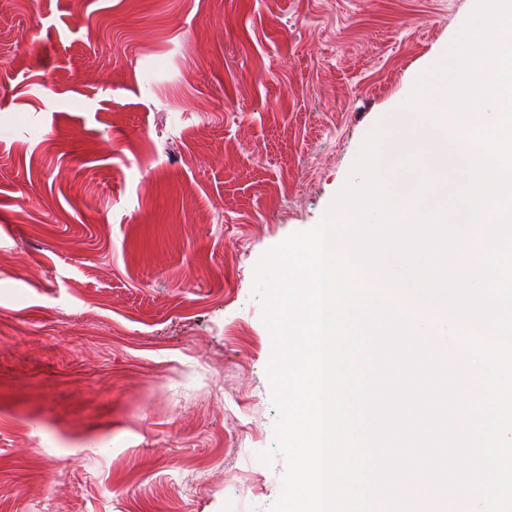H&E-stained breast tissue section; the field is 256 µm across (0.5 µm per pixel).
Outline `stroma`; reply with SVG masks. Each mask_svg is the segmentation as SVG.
<instances>
[{
	"mask_svg": "<svg viewBox=\"0 0 512 512\" xmlns=\"http://www.w3.org/2000/svg\"><path fill=\"white\" fill-rule=\"evenodd\" d=\"M473 7L0 0V512H270L256 265Z\"/></svg>",
	"mask_w": 512,
	"mask_h": 512,
	"instance_id": "35a3bbf8",
	"label": "stroma"
}]
</instances>
